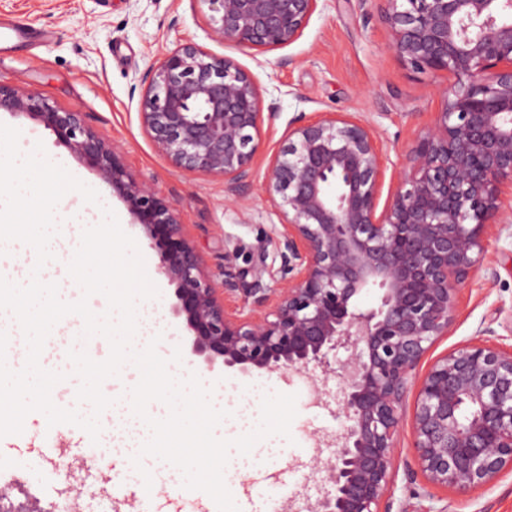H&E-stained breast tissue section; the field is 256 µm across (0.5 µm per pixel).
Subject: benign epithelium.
<instances>
[{"mask_svg": "<svg viewBox=\"0 0 512 512\" xmlns=\"http://www.w3.org/2000/svg\"><path fill=\"white\" fill-rule=\"evenodd\" d=\"M213 33L253 50L294 43L320 0H201ZM388 46L412 68L445 73L441 107L405 154L381 202L385 158L377 132L349 112H301L268 159L264 190L281 219L283 279L252 281L224 264L215 288L175 206L131 177L80 112L0 82V112L26 114L96 168L157 249L176 285V316L193 351L242 374L304 373L326 393L341 378L343 431L317 454L321 489L305 512H391L398 434L405 419L426 482L465 494L512 471V349L471 340L416 370L455 323V295L480 269L484 231L512 223V0H380ZM251 73L185 43L150 70L141 123L178 170L224 181L246 200L264 119L276 116ZM372 286L379 303L364 308ZM241 292L228 307L220 294ZM345 358L336 359L339 351ZM415 392L412 407L406 406ZM0 512H49L36 498Z\"/></svg>", "mask_w": 512, "mask_h": 512, "instance_id": "obj_1", "label": "benign epithelium"}]
</instances>
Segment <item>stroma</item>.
<instances>
[{"label": "stroma", "instance_id": "stroma-1", "mask_svg": "<svg viewBox=\"0 0 512 512\" xmlns=\"http://www.w3.org/2000/svg\"><path fill=\"white\" fill-rule=\"evenodd\" d=\"M1 18L23 21L43 38L0 52V81L37 90L62 109L84 113L92 130L120 154L128 173L176 205L186 237L218 285L228 260L244 272L264 266L263 279L269 284L282 276L275 258L279 218L262 182L267 158L281 146L294 116L350 112L369 122L383 147L384 187L390 190L397 184L408 145L440 107V77L403 66L387 48L374 7L360 0H320L301 37L270 51L217 41L202 0H0ZM187 42L251 71L265 102L277 105L276 117L263 124L262 154L244 204L227 200L223 181L175 169L141 125L140 95L151 67ZM0 124L19 130L21 153L43 144L48 160L96 190L101 205L116 214L158 288L154 304L163 312L174 346L203 384L256 393L272 381L276 392L295 395L292 441L285 456L268 459L251 473L225 478L240 512H265L267 498L283 487L296 500L316 495L312 466L317 440L340 432L344 424L333 398L339 381L330 382V396L319 402L303 375L276 381L264 372L244 375L219 361L207 364L193 353L184 319L173 313L175 286L160 273L157 250L132 224L111 185L38 121L2 111ZM484 239L482 270L457 293L455 324L433 346L431 357L473 338L481 326L489 329L487 343L512 347V229L488 227ZM412 443V428L403 425L392 483L393 512H512V473L466 495L432 489L415 465ZM141 463L154 476L145 492L136 474L113 476L98 467L86 439L73 426H48L44 414L32 412L22 433L0 438V489L15 504L33 496L41 506L67 504L76 512H198L204 491L185 489L180 471L168 463L151 456Z\"/></svg>", "mask_w": 512, "mask_h": 512}]
</instances>
